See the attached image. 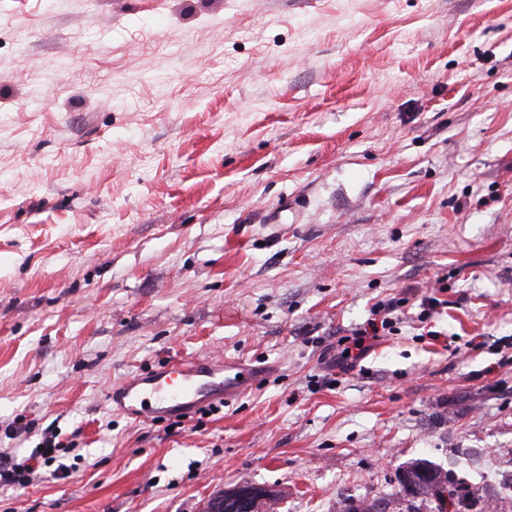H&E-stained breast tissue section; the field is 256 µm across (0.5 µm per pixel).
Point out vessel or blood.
Returning <instances> with one entry per match:
<instances>
[{
  "instance_id": "obj_1",
  "label": "vessel or blood",
  "mask_w": 512,
  "mask_h": 512,
  "mask_svg": "<svg viewBox=\"0 0 512 512\" xmlns=\"http://www.w3.org/2000/svg\"><path fill=\"white\" fill-rule=\"evenodd\" d=\"M265 368L246 361L200 359L137 374L113 385V409L131 422H151L167 415H186L217 399L237 398L256 386Z\"/></svg>"
}]
</instances>
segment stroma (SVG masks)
Instances as JSON below:
<instances>
[{
    "label": "stroma",
    "mask_w": 512,
    "mask_h": 512,
    "mask_svg": "<svg viewBox=\"0 0 512 512\" xmlns=\"http://www.w3.org/2000/svg\"><path fill=\"white\" fill-rule=\"evenodd\" d=\"M196 357L268 373L106 399ZM1 452L0 512H336L416 458L512 512V0H0ZM395 311V307L391 302L378 303L372 309V316L367 322V327L359 330L354 336L352 343L345 347L340 354V360L352 364L354 361L359 359L364 352L367 350L368 345L366 342L378 338L379 336H385L386 331L389 332L393 328V323H397L400 318L389 317L391 312ZM380 317L377 319L376 317ZM265 367L246 361L199 359L140 373L112 386V408L131 422L155 421L167 415L190 414L216 399L230 401L256 386ZM33 467L25 462L17 463L13 457H0V487H10L30 481Z\"/></svg>",
    "instance_id": "stroma-1"
}]
</instances>
